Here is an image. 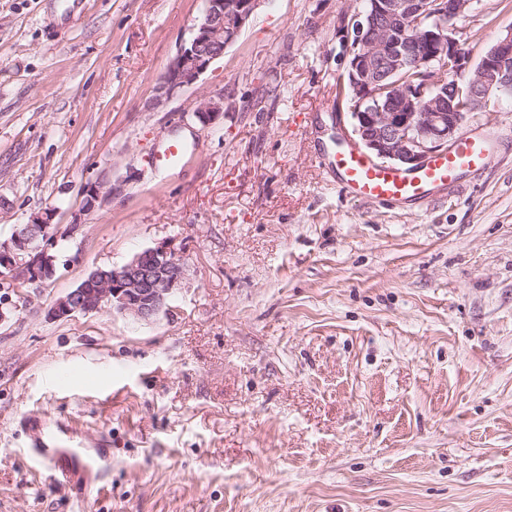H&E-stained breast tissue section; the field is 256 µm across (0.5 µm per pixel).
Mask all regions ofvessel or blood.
Listing matches in <instances>:
<instances>
[{
    "label": "vessel or blood",
    "instance_id": "vessel-or-blood-1",
    "mask_svg": "<svg viewBox=\"0 0 512 512\" xmlns=\"http://www.w3.org/2000/svg\"><path fill=\"white\" fill-rule=\"evenodd\" d=\"M490 152L488 138L466 133L450 153L433 157L416 172L373 162L353 149L337 153L335 167L339 184L355 199L364 202L426 201L434 189L454 182L463 171L483 168ZM30 462L35 470L49 468L53 482L58 484L69 482L72 467L90 469L95 465L94 459L82 456L67 445L36 448Z\"/></svg>",
    "mask_w": 512,
    "mask_h": 512
}]
</instances>
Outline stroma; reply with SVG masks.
I'll return each instance as SVG.
<instances>
[{
    "label": "stroma",
    "mask_w": 512,
    "mask_h": 512,
    "mask_svg": "<svg viewBox=\"0 0 512 512\" xmlns=\"http://www.w3.org/2000/svg\"><path fill=\"white\" fill-rule=\"evenodd\" d=\"M364 5L261 0L159 105L204 0H0V241L81 222L32 299L0 289V512H512V97L462 124L492 141L484 170L353 200L328 166L351 128L337 25ZM470 27L477 59L512 8L477 0ZM163 241L186 271L153 321L48 317ZM38 436L107 460L54 483ZM222 112H224L223 94L204 95L199 99L193 116L203 126H207L214 123Z\"/></svg>",
    "instance_id": "35a3bbf8"
}]
</instances>
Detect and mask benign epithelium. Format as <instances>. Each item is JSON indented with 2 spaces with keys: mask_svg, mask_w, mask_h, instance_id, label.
Wrapping results in <instances>:
<instances>
[{
  "mask_svg": "<svg viewBox=\"0 0 512 512\" xmlns=\"http://www.w3.org/2000/svg\"><path fill=\"white\" fill-rule=\"evenodd\" d=\"M261 0H205L202 16L190 39L157 82L156 101L198 82L211 63L235 43ZM424 0H367L364 10L342 12L337 34L346 60L349 100L352 103L353 141L370 158L405 170H414L433 155L455 143L465 116L486 111L489 98L512 88V28L484 51L477 63L460 29L453 22L475 11L474 0H440L439 11L427 15ZM416 32L414 44L397 35V29ZM448 31V66L454 87L448 98L437 97L430 111H419L424 88L398 83L386 87L388 101L380 105L378 85L415 61L428 73L435 71L434 45ZM224 112V95L202 96L193 116L204 126ZM101 182L83 190L86 208L103 203L112 191ZM74 220L65 228L50 223V214L29 224H17L0 242V280L16 292L38 291L57 272L56 256L49 249L58 238L73 235ZM185 266L181 256L165 243L135 254L120 267L92 270L72 291L56 299L48 315L55 319L99 312L105 308L140 321H150L181 288Z\"/></svg>",
  "mask_w": 512,
  "mask_h": 512,
  "instance_id": "7a95c632",
  "label": "benign epithelium"
}]
</instances>
